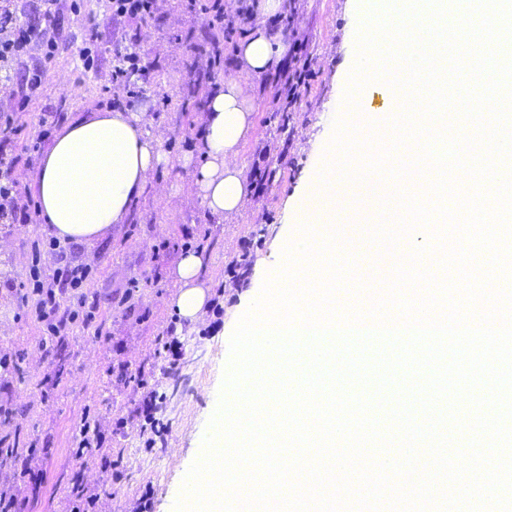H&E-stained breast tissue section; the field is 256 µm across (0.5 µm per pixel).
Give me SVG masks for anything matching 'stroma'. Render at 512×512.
Instances as JSON below:
<instances>
[{
	"mask_svg": "<svg viewBox=\"0 0 512 512\" xmlns=\"http://www.w3.org/2000/svg\"><path fill=\"white\" fill-rule=\"evenodd\" d=\"M80 5L75 14L61 0L53 18L59 49L36 98L18 105L26 71L39 66L38 58L0 80V114L24 127L5 145L16 159L12 176L20 193L12 223L0 229V357L9 364L0 371V488L11 489L17 512H69L76 474L84 486L100 490L99 512H173L201 452L198 437L219 406L231 335L275 271L306 187L318 177L344 115L361 4L292 0L287 14L256 15L255 25L284 40L305 38L313 76L291 106L273 104L275 87L265 76L246 80L253 128L237 163L249 200L226 219L201 205L192 191L193 171L182 165L204 132L202 112L187 94L211 89L212 32L203 16L186 0H157L144 23L109 18L103 0ZM91 27L98 31L100 53L95 69L85 72L75 46ZM118 40L135 45L151 63L144 96L132 104L110 80ZM126 108L147 114L146 129L161 139L168 161L152 172L126 223L73 246L93 267L83 291L96 309L95 323L48 336L14 290L33 263L56 265L54 255L35 249L49 233L29 189L36 169L30 139L44 117L52 134L68 114ZM366 210L381 216L380 198L351 195L336 206L343 228L361 242ZM187 242L206 259L203 279L213 302L192 325L180 324L173 309L177 287L169 274ZM241 259L248 264L243 277L230 271ZM121 372L132 374L133 383L116 384ZM85 417L98 422L105 444L79 457L73 443ZM16 447L32 453L29 474H19L17 462L4 454ZM107 461L114 472L109 482L102 476Z\"/></svg>",
	"mask_w": 512,
	"mask_h": 512,
	"instance_id": "35a3bbf8",
	"label": "stroma"
}]
</instances>
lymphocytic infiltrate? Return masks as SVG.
Instances as JSON below:
<instances>
[{"label": "lymphocytic infiltrate", "mask_w": 512, "mask_h": 512, "mask_svg": "<svg viewBox=\"0 0 512 512\" xmlns=\"http://www.w3.org/2000/svg\"><path fill=\"white\" fill-rule=\"evenodd\" d=\"M13 20L0 21V71L15 68L24 58L39 55L40 68L29 73L26 88L37 93L46 69L51 67L56 52V39L52 25L33 27L18 21V14L26 10L27 0H9ZM150 67L147 57L131 46H118L112 50V80L128 87L130 96L140 92L137 78L145 76ZM49 250L57 257V267L50 270L31 269L26 281L20 285L22 298L30 302L36 319L44 323L48 335L63 336L72 332L76 322L90 323L86 314L87 300L80 289L87 281L92 267L77 260L70 244L50 239Z\"/></svg>", "instance_id": "obj_1"}]
</instances>
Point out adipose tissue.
I'll return each instance as SVG.
<instances>
[{
  "instance_id": "1",
  "label": "adipose tissue",
  "mask_w": 512,
  "mask_h": 512,
  "mask_svg": "<svg viewBox=\"0 0 512 512\" xmlns=\"http://www.w3.org/2000/svg\"><path fill=\"white\" fill-rule=\"evenodd\" d=\"M286 51L279 33L254 28L236 52L239 77L224 80L205 99V136L197 156L184 163L194 166L195 192L214 215L239 214L248 197L235 162L251 130L252 105L241 79L270 70ZM146 123L141 112L105 111L70 118L58 129L30 183L38 218L55 238L90 242L125 223L152 171L168 161L160 139L144 134ZM204 267V256L189 252L172 272L178 285L173 305L189 324L204 316L210 299Z\"/></svg>"
}]
</instances>
